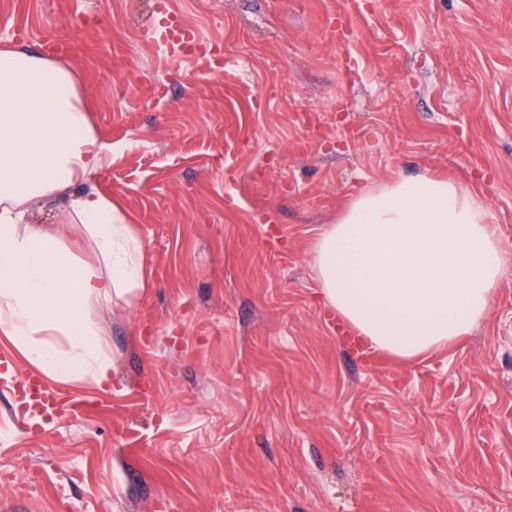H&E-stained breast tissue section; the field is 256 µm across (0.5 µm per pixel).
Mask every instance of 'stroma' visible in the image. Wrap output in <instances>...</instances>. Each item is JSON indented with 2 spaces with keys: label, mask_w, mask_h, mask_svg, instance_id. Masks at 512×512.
I'll return each mask as SVG.
<instances>
[{
  "label": "stroma",
  "mask_w": 512,
  "mask_h": 512,
  "mask_svg": "<svg viewBox=\"0 0 512 512\" xmlns=\"http://www.w3.org/2000/svg\"><path fill=\"white\" fill-rule=\"evenodd\" d=\"M224 56L144 41L154 0H0V49L70 64L97 182L143 242L91 310L112 383L29 433L0 353V512H512V266L411 361L320 298L316 236L361 193L444 177L512 249V0H168Z\"/></svg>",
  "instance_id": "1"
}]
</instances>
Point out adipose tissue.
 Returning <instances> with one entry per match:
<instances>
[{"instance_id": "adipose-tissue-1", "label": "adipose tissue", "mask_w": 512, "mask_h": 512, "mask_svg": "<svg viewBox=\"0 0 512 512\" xmlns=\"http://www.w3.org/2000/svg\"><path fill=\"white\" fill-rule=\"evenodd\" d=\"M85 95L69 68L0 51V334L46 377L101 388L112 357L88 311L136 296L145 266L129 218L95 181L116 148L94 131ZM41 201L84 225L95 261L29 222ZM511 262L481 196L425 175L362 193L311 250L322 296L358 342L403 360L484 320Z\"/></svg>"}]
</instances>
